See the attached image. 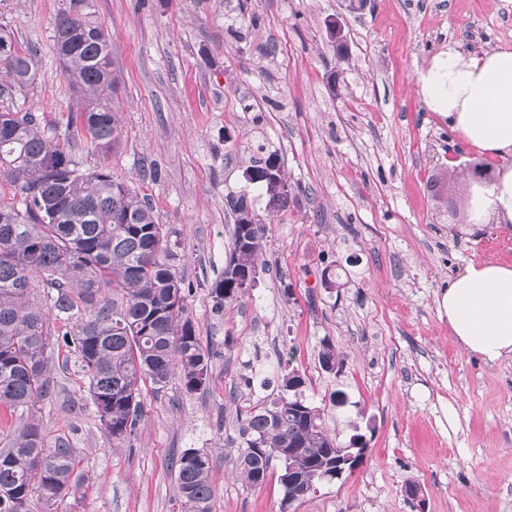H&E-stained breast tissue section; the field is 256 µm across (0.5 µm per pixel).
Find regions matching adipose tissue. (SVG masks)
Instances as JSON below:
<instances>
[{"label":"adipose tissue","mask_w":512,"mask_h":512,"mask_svg":"<svg viewBox=\"0 0 512 512\" xmlns=\"http://www.w3.org/2000/svg\"><path fill=\"white\" fill-rule=\"evenodd\" d=\"M428 111L490 163L465 170L463 209L475 225H512V50L451 46L421 70ZM448 326L467 351L494 362L512 353V265L468 264L441 298Z\"/></svg>","instance_id":"obj_1"}]
</instances>
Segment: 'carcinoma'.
I'll return each instance as SVG.
<instances>
[{
  "label": "carcinoma",
  "instance_id": "carcinoma-1",
  "mask_svg": "<svg viewBox=\"0 0 512 512\" xmlns=\"http://www.w3.org/2000/svg\"><path fill=\"white\" fill-rule=\"evenodd\" d=\"M0 0V512H28L36 493L53 500L78 485L69 439L48 437L37 405L54 389L44 354L52 330L34 290H46L62 335L71 337L87 380L88 397L115 439L132 434L143 416L140 384L161 389L179 373L186 391L209 379L210 353L186 315V285L177 276L162 225L148 197L114 179L102 165L81 169L76 151L106 155L118 139L113 105L119 78L94 0H62L54 45L81 104L46 120L14 107L32 83L39 49L20 44L8 28ZM277 154L256 146L246 173L275 202L286 197ZM263 225H234L222 278L212 288L214 308L237 298L234 282L257 275ZM112 289L122 301L100 297ZM305 375H282L275 397L257 404L239 426L237 466L259 485L277 466L288 488V465L307 484L336 470L335 438L319 408L293 390ZM299 453L288 462V448ZM181 512H210L213 486L207 452L188 448L175 464Z\"/></svg>",
  "mask_w": 512,
  "mask_h": 512
}]
</instances>
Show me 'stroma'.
Segmentation results:
<instances>
[{
  "label": "stroma",
  "mask_w": 512,
  "mask_h": 512,
  "mask_svg": "<svg viewBox=\"0 0 512 512\" xmlns=\"http://www.w3.org/2000/svg\"><path fill=\"white\" fill-rule=\"evenodd\" d=\"M342 3L96 0L120 77L119 138L82 166L108 165L147 195L192 287L186 309L212 355L210 379L191 393L176 376L158 391L143 384L133 434L112 439L51 321L56 394L38 418L68 437L84 480L51 501L33 496L30 512H179L173 462L189 448L210 456L211 512H280L278 472L251 487L235 467L241 418L292 367L338 446L356 434L367 445L357 469L289 512H512V355L491 363L464 351L439 304L466 264H512V227L473 229L456 172L477 158L416 92L448 44L512 49V12L498 0H368L354 14ZM59 8L13 0L7 14L41 57L15 106L49 119L69 100L53 50ZM259 144L287 179L273 207L245 178ZM144 158L158 180L145 178ZM241 194L264 226L259 274L217 311L211 289L235 222L227 199ZM327 342L346 356L341 372L319 363Z\"/></svg>",
  "instance_id": "35a3bbf8"
}]
</instances>
